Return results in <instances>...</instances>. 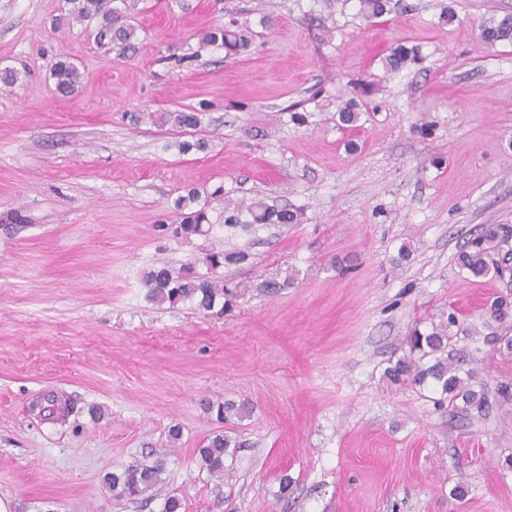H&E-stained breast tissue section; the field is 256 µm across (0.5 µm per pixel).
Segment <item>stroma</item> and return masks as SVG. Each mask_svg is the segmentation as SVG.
I'll return each instance as SVG.
<instances>
[{"instance_id": "stroma-1", "label": "stroma", "mask_w": 512, "mask_h": 512, "mask_svg": "<svg viewBox=\"0 0 512 512\" xmlns=\"http://www.w3.org/2000/svg\"><path fill=\"white\" fill-rule=\"evenodd\" d=\"M406 2L376 24L357 0H135L138 42L107 54L83 26H56L65 0H0V68L19 74L0 88V497L13 512H159L169 496L181 512H512V401L497 397L512 356L485 343L482 318L512 287L456 263L483 227L512 224V44L480 42L512 0ZM231 18L248 52L200 45ZM400 44L420 59L387 71ZM63 54L83 75L68 98L51 75ZM202 101L198 131L158 121ZM198 137L207 150L180 152ZM219 185L302 221L189 243L157 232L189 188L219 214ZM231 247L249 259L215 272L224 314L146 299L144 270L202 272ZM452 314L497 399L489 414L384 376L411 330ZM50 394L67 419L39 416ZM206 400L252 412L224 423ZM217 432L240 445L220 479L195 455ZM156 456L168 466L153 500L112 498L105 474Z\"/></svg>"}]
</instances>
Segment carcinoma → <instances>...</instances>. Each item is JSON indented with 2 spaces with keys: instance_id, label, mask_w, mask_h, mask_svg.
<instances>
[{
  "instance_id": "1",
  "label": "carcinoma",
  "mask_w": 512,
  "mask_h": 512,
  "mask_svg": "<svg viewBox=\"0 0 512 512\" xmlns=\"http://www.w3.org/2000/svg\"><path fill=\"white\" fill-rule=\"evenodd\" d=\"M121 6H116V3ZM359 15L373 22L390 14L396 8L393 0H358ZM68 16L91 30L97 45L105 52L124 51L133 47L137 28L128 20L131 5L128 0H67ZM480 39L486 45L498 42H512V16L500 20L491 19L481 28ZM204 45H221L229 54H240L251 46L249 36L237 27L234 19L224 25L208 28L201 33ZM418 60V51L398 47L386 58V67L391 71L405 68ZM55 88L59 95H73L80 84L78 66L64 57L55 63L52 72ZM164 123L169 121L185 129H195L201 124L200 113L169 112L161 116ZM199 195L190 190L176 200V207L182 214L179 223L172 225L171 235L185 242L195 237L207 236L214 223L209 218L207 206L198 205ZM224 226L249 232L263 224H298L302 214L287 208H278L258 199L247 206L224 205L222 212ZM249 259V253L240 249L212 251L204 259L211 269L224 265H238ZM457 264L475 278L492 276L512 279V225L491 224L469 239L457 256ZM142 286L146 298L154 303L174 306L190 301L206 313H224V282L201 274L192 266L174 270L168 266L152 267L143 272ZM512 311V302L507 296H499L487 308L488 319L504 323ZM456 326L454 316L432 328L428 333L414 332L407 339L409 354L404 355L385 371L387 379L395 385L413 383L421 385L432 380L440 391L441 400L448 405L463 406L487 413L492 408L487 392L482 388L477 370L464 368L472 363L455 349L452 327ZM205 410L216 412L217 418L227 421L233 417H244L249 413L246 404L232 401L207 402ZM231 441L222 433L207 439L198 449L200 468L217 478L224 477V459L228 455ZM164 457L129 464L106 478L113 496L118 499L135 501L153 490L162 481L166 472Z\"/></svg>"
}]
</instances>
